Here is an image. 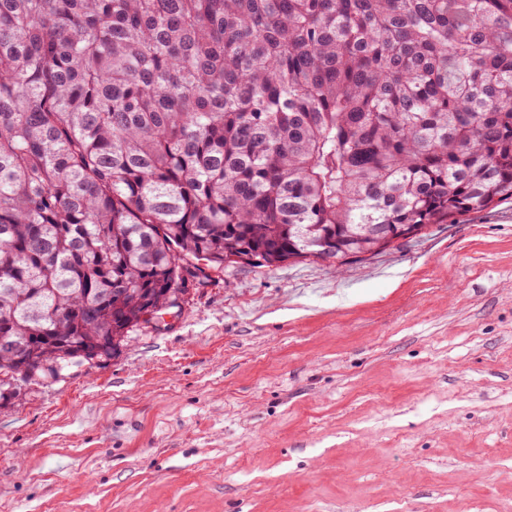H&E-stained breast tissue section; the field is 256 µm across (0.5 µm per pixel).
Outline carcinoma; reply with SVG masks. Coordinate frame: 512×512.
<instances>
[{
	"label": "carcinoma",
	"mask_w": 512,
	"mask_h": 512,
	"mask_svg": "<svg viewBox=\"0 0 512 512\" xmlns=\"http://www.w3.org/2000/svg\"><path fill=\"white\" fill-rule=\"evenodd\" d=\"M509 198L512 0H0V375Z\"/></svg>",
	"instance_id": "cac0c4a2"
}]
</instances>
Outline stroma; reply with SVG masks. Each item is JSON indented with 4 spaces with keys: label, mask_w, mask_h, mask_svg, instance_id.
<instances>
[{
    "label": "stroma",
    "mask_w": 512,
    "mask_h": 512,
    "mask_svg": "<svg viewBox=\"0 0 512 512\" xmlns=\"http://www.w3.org/2000/svg\"><path fill=\"white\" fill-rule=\"evenodd\" d=\"M0 512H512V200L234 265L0 407Z\"/></svg>",
    "instance_id": "stroma-1"
}]
</instances>
